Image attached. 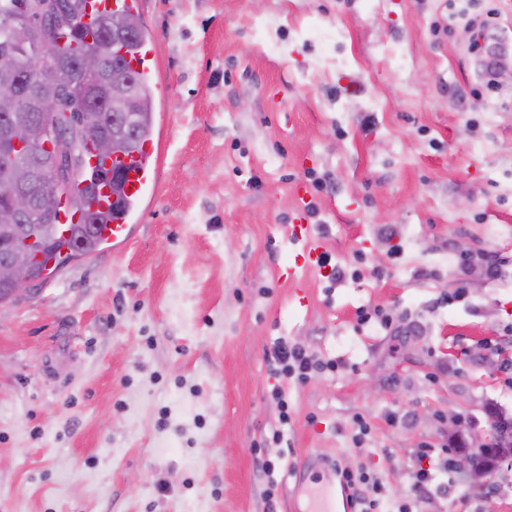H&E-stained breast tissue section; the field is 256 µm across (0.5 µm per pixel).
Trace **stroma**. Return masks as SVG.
I'll list each match as a JSON object with an SVG mask.
<instances>
[{"label": "stroma", "instance_id": "obj_1", "mask_svg": "<svg viewBox=\"0 0 512 512\" xmlns=\"http://www.w3.org/2000/svg\"><path fill=\"white\" fill-rule=\"evenodd\" d=\"M471 2L140 0L158 187L126 246L0 303V512H264L254 445L278 386V512L303 506L311 461L411 500L415 454L440 453L450 417L512 416V83L478 76L495 43L512 68V0L480 35ZM300 188L349 278L284 279ZM280 336L336 371L271 375ZM490 504L512 512V470L482 490L452 474L419 510Z\"/></svg>", "mask_w": 512, "mask_h": 512}]
</instances>
